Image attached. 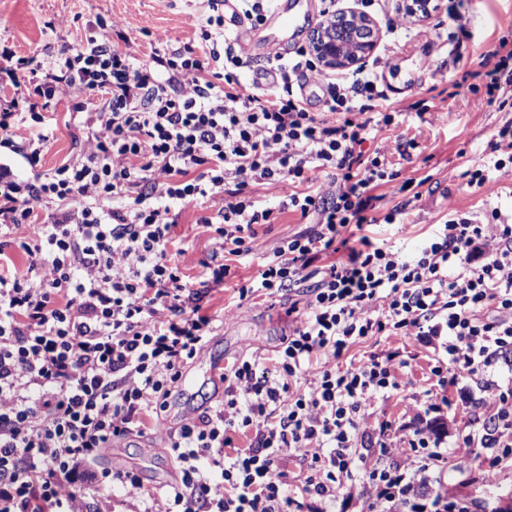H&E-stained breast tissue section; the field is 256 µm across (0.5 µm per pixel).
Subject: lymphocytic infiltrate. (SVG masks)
<instances>
[{"label": "lymphocytic infiltrate", "instance_id": "1", "mask_svg": "<svg viewBox=\"0 0 512 512\" xmlns=\"http://www.w3.org/2000/svg\"><path fill=\"white\" fill-rule=\"evenodd\" d=\"M128 26L110 21L102 40L67 49L48 68L0 45V82L15 89L0 100V512H86L88 489H141L137 474L95 465L114 441L146 435L215 329L206 298L232 275L231 259L251 255L255 225L275 223L279 210L309 225L264 258L239 297L301 289L306 308L288 309L275 377L259 374L256 359L237 360L224 372L222 402L167 434L179 477L145 512H327L354 477L353 438L373 431L367 406L399 387L394 354L340 360L384 334L442 339L446 366L483 374L481 405L494 429L463 436L457 450L486 448L488 472L511 461L512 386L486 371L512 347V224L496 210L485 223L451 219L405 259L362 233L378 188L414 184L386 156L359 151L395 120L375 73L360 65L329 79L314 111L294 88L321 71L310 51L275 57L276 84L258 92L235 74L242 58L223 14L208 17L198 44L142 61L119 45ZM461 79L475 108L506 106L512 40L499 38ZM75 91L100 96L93 112L73 106L88 129L81 153L43 170L46 112ZM22 164L24 180L14 174ZM264 183L279 186V210L250 194ZM201 199L217 208L200 219L211 248L190 279L169 252L178 222L169 203ZM23 226L27 235L17 236ZM354 233L358 246L328 261ZM18 252L26 271L15 267ZM242 430L249 445L225 457ZM290 452L308 471L295 493L278 469ZM428 484L417 471L372 467L362 512H414L424 497L430 512H474L471 498L445 485L425 495Z\"/></svg>", "mask_w": 512, "mask_h": 512}]
</instances>
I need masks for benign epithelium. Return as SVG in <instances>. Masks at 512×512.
I'll use <instances>...</instances> for the list:
<instances>
[{
	"instance_id": "obj_1",
	"label": "benign epithelium",
	"mask_w": 512,
	"mask_h": 512,
	"mask_svg": "<svg viewBox=\"0 0 512 512\" xmlns=\"http://www.w3.org/2000/svg\"><path fill=\"white\" fill-rule=\"evenodd\" d=\"M377 33L370 20L350 11L336 14L326 27L312 38V50L331 68L355 65L376 46Z\"/></svg>"
}]
</instances>
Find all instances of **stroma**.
I'll return each mask as SVG.
<instances>
[{"instance_id":"stroma-1","label":"stroma","mask_w":512,"mask_h":512,"mask_svg":"<svg viewBox=\"0 0 512 512\" xmlns=\"http://www.w3.org/2000/svg\"><path fill=\"white\" fill-rule=\"evenodd\" d=\"M396 0H372L362 6L361 0H308L314 24H321L328 6L339 9H365L379 32V45L371 57L377 62L375 73L398 110L391 130L366 140L362 151L366 157L376 152L394 154L397 144L409 143L406 159L399 169L402 178L421 179V198L412 203L401 224H375L367 233L374 241L393 246L407 258L414 257L437 224L466 217L485 221L491 209L501 211L503 218L512 217V164L503 170L490 171L486 183L468 187L473 170L487 164L492 156L491 135L494 129L512 122V109L489 107L477 110L472 95L460 89L447 99L444 112L426 123L409 111L408 106L450 90L464 68L470 67L478 55L490 46L491 36L512 39V0H467L465 11L469 38H449L442 42L433 35V27L445 20L444 11L430 16L400 19L393 6ZM210 0H0V41L11 44L17 55H38L44 65L53 64L62 50L102 38L100 21L109 18L138 17L139 27L127 35L137 55L150 53L157 38L167 35L178 43L197 41L211 15ZM70 97H62L56 108L57 129L44 156L43 166L50 169L66 159H77L87 129L69 116ZM173 230L174 246L180 251L179 266L188 277L198 275V261L209 248L208 232L198 225L200 216L209 214L205 205H183ZM299 215L287 213L274 224L256 225L253 255L239 261L235 278L215 291L209 303L217 320L213 336L201 353L190 363L178 385L172 388L163 410L154 422L158 435H166L205 408L214 407L224 398V384L217 360L232 364L241 358H255L261 370L272 372L271 359L288 334L289 304H304L301 292L286 297L238 298L241 284L258 272L261 258L269 255L280 241L303 229ZM395 351L400 363L395 374L399 390L377 396L367 412L372 424L388 426L386 437L357 441L362 453V466L352 483L341 488L332 512H360L365 466L379 463V443L386 440L402 444L413 431L430 432L441 427L445 443L456 446L466 434L482 429L488 415L476 409L463 410V395H478L470 377L459 378L457 386L446 395L451 404L440 412L426 411L425 393L436 379L430 373L438 354L416 336H375L352 348L349 357L359 361L375 353ZM113 471L136 472L143 492L129 494L127 488L115 484L90 498V512H143L149 493L169 485L177 476L176 466L166 452L148 446L145 439L131 437L116 443L99 462Z\"/></svg>"}]
</instances>
